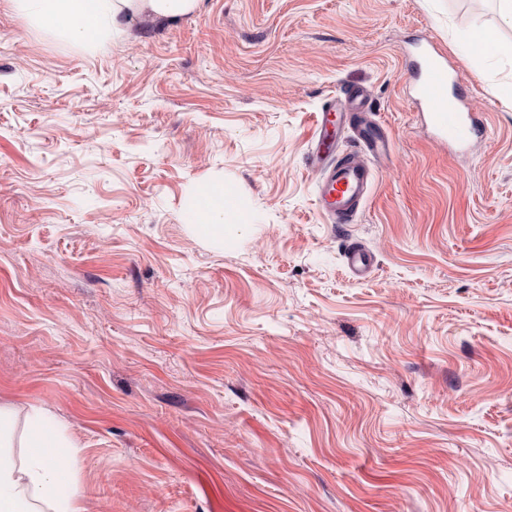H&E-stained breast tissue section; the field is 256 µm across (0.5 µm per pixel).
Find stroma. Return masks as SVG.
Here are the masks:
<instances>
[{
	"label": "stroma",
	"instance_id": "obj_1",
	"mask_svg": "<svg viewBox=\"0 0 512 512\" xmlns=\"http://www.w3.org/2000/svg\"><path fill=\"white\" fill-rule=\"evenodd\" d=\"M480 28L512 42L499 0H199L88 50L0 0V405L64 426L84 512H512V59ZM426 41L470 150L415 99ZM350 86L391 152L331 224L310 155ZM211 183L220 241L186 221ZM470 43L478 46L486 57H497L501 55L512 56V44H503L496 33L488 29H476L472 32ZM344 257L348 272L357 278L368 276L376 265L373 254L355 240H349L346 243Z\"/></svg>",
	"mask_w": 512,
	"mask_h": 512
}]
</instances>
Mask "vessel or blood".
<instances>
[{
    "label": "vessel or blood",
    "instance_id": "vessel-or-blood-1",
    "mask_svg": "<svg viewBox=\"0 0 512 512\" xmlns=\"http://www.w3.org/2000/svg\"><path fill=\"white\" fill-rule=\"evenodd\" d=\"M415 91L424 103L428 120L438 140L452 147L476 144L485 131L482 119L464 111L460 98H449L448 60L437 48H429L415 65ZM362 92L350 90L343 105H329L317 119V130L311 151V163L322 173L318 185L317 207L320 215L334 224H351L363 205L370 182L369 160H381L389 153L388 139L372 134L369 126L355 133L358 154L340 155L333 134L347 120V109L366 110ZM348 272L357 278L368 276L376 260L360 242L348 241L344 249Z\"/></svg>",
    "mask_w": 512,
    "mask_h": 512
}]
</instances>
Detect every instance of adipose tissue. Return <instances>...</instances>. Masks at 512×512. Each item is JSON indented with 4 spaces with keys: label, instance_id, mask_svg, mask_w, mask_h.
Wrapping results in <instances>:
<instances>
[{
    "label": "adipose tissue",
    "instance_id": "adipose-tissue-1",
    "mask_svg": "<svg viewBox=\"0 0 512 512\" xmlns=\"http://www.w3.org/2000/svg\"><path fill=\"white\" fill-rule=\"evenodd\" d=\"M14 9L45 32L99 47L124 22L170 19L193 12L198 0H11ZM188 220L220 238L233 218L224 207V186L214 183L198 196ZM11 408L0 406V512H83L76 491L58 474L64 429L33 410L30 427L14 452Z\"/></svg>",
    "mask_w": 512,
    "mask_h": 512
}]
</instances>
